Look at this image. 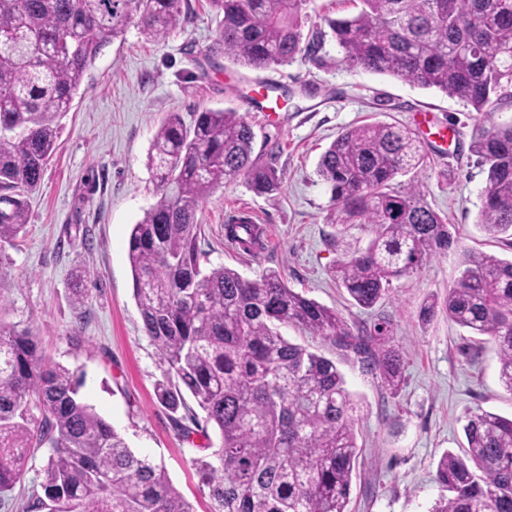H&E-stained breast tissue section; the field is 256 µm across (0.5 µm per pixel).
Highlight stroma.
<instances>
[{"label": "stroma", "mask_w": 512, "mask_h": 512, "mask_svg": "<svg viewBox=\"0 0 512 512\" xmlns=\"http://www.w3.org/2000/svg\"><path fill=\"white\" fill-rule=\"evenodd\" d=\"M359 9L358 0H311L304 31L324 32L321 48L267 69L209 54L220 22L209 0H190L186 19L160 42L145 40L130 26L89 66L62 120L58 149L29 199L26 232L0 248V295L9 304L0 321L31 328L48 362L82 375L80 397L135 454L165 467L193 512H210L197 463L213 461L220 437L198 418L194 399L175 414L158 403L155 385L166 367L143 329L127 260L129 231L157 200L151 140L172 112L189 124L205 109L236 110L254 132V157L273 163L282 177L270 196L256 195L239 180L207 199L198 212L202 269L225 265L250 279L275 269L289 288L338 310L350 324L381 318L392 324L403 371L396 393L354 355L293 328L283 331L291 342L333 359L358 404L360 455L351 512H430L444 495L435 480L440 457L466 444V413L480 408L512 417V393L499 382L490 338L442 313L428 322L419 318L427 300L445 297L464 252L512 253L475 224L486 188V175L468 150L478 114L440 92L345 63L326 21ZM260 87L278 98L276 116L253 109L251 96ZM421 112L432 113L454 134L443 151L426 143L427 164L417 180L426 201L455 224L459 247L393 281L387 296L363 309L336 284L332 270L366 245L369 228L355 224L341 236L327 222L330 191L317 164L343 130L378 121L413 128ZM243 211L262 230L264 247L252 255L231 246L224 234ZM82 270L90 272L94 287L77 307L72 276ZM186 427L193 430L188 439L182 435ZM48 454L47 448L34 449L21 480L0 492V512H24L40 489Z\"/></svg>", "instance_id": "obj_1"}]
</instances>
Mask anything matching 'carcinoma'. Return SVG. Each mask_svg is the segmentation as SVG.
I'll use <instances>...</instances> for the list:
<instances>
[{
	"mask_svg": "<svg viewBox=\"0 0 512 512\" xmlns=\"http://www.w3.org/2000/svg\"><path fill=\"white\" fill-rule=\"evenodd\" d=\"M311 0H210L222 15L209 47L251 69L288 65L316 51L303 41ZM360 11L327 24L349 65L456 98L480 113L512 100V0H359ZM188 0H0V248L27 224L35 192L57 148L88 66L136 23L166 39ZM254 134L233 109H205L187 126L173 112L157 129L151 167L156 203L132 225L127 257L144 329L167 365L161 404L177 411L183 392L220 433V462L201 464L211 512H349L360 448L357 403L336 362L289 341L291 326L352 353L398 392L402 361L390 323L351 325L338 311L289 288L280 272L250 280L224 265L205 272L197 213L213 192L243 180L258 194L279 190L275 166L252 158ZM470 152L486 173L478 228L512 247V123L473 129ZM426 164L418 133L395 123L342 131L317 173L330 187L327 223L343 235L367 224V245L336 263L333 276L358 306L371 308L392 282L446 255L456 227L414 181ZM262 231L243 213L227 238L246 254ZM89 275H75L79 305ZM494 342L499 381L512 393V258L463 254L443 301L420 310ZM80 382L48 364L28 328L0 322V492L24 475L31 449L49 448L35 512H193L164 467L141 458L79 396ZM468 449L445 452L436 479L448 490L434 512H512V418L465 416Z\"/></svg>",
	"mask_w": 512,
	"mask_h": 512,
	"instance_id": "carcinoma-1",
	"label": "carcinoma"
}]
</instances>
